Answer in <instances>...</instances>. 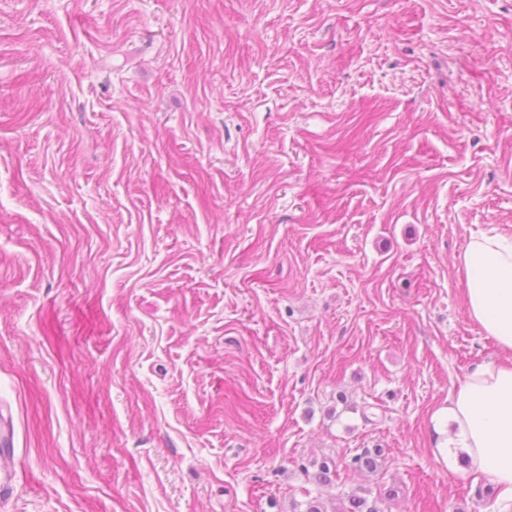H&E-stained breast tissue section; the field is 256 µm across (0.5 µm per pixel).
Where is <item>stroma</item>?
Returning a JSON list of instances; mask_svg holds the SVG:
<instances>
[{
  "label": "stroma",
  "mask_w": 512,
  "mask_h": 512,
  "mask_svg": "<svg viewBox=\"0 0 512 512\" xmlns=\"http://www.w3.org/2000/svg\"><path fill=\"white\" fill-rule=\"evenodd\" d=\"M488 231L512 0H0V512H498L434 432ZM384 449L372 448L365 449L361 454L354 456L346 467L356 470L367 471L370 473L378 472L381 467ZM382 505L383 499L381 494L370 501L367 497L357 492H352L341 497L340 508L336 510L335 506L332 512H384L381 508Z\"/></svg>",
  "instance_id": "1"
}]
</instances>
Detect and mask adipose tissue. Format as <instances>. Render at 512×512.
I'll use <instances>...</instances> for the list:
<instances>
[{"label":"adipose tissue","instance_id":"1","mask_svg":"<svg viewBox=\"0 0 512 512\" xmlns=\"http://www.w3.org/2000/svg\"><path fill=\"white\" fill-rule=\"evenodd\" d=\"M458 271L468 316L500 351L512 353V238L472 235ZM434 430L439 451L465 454L472 468L490 476L499 512H512V367L473 364L440 409Z\"/></svg>","mask_w":512,"mask_h":512}]
</instances>
